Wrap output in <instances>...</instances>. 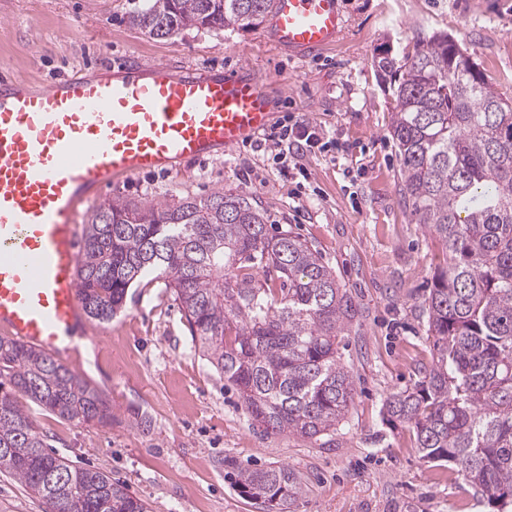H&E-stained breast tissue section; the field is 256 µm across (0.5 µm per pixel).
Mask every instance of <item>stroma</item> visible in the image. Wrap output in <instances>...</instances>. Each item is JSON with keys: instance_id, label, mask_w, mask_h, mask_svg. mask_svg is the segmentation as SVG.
<instances>
[{"instance_id": "stroma-1", "label": "stroma", "mask_w": 512, "mask_h": 512, "mask_svg": "<svg viewBox=\"0 0 512 512\" xmlns=\"http://www.w3.org/2000/svg\"><path fill=\"white\" fill-rule=\"evenodd\" d=\"M140 2L0 0V77L43 87L76 69L118 77L141 63L247 67L276 82L275 112L335 136L336 158L306 157L311 189L299 194L266 154L240 145L112 182L80 206L78 224L110 200L164 204L221 189L250 197L268 224L306 239L350 296L355 316L338 353L355 394L333 444L266 433L195 348L173 290L145 277L123 313L86 320L68 361L108 396L111 425L61 423L31 407L53 451L111 472L153 512H257L226 473L228 456L300 473L308 490L290 512H488L454 470L421 459L412 430L382 419L385 397L432 362L422 305L438 243L400 201L393 101L373 59L402 57L417 35L444 31L512 101V0H342L344 35L315 54L275 48L263 24L153 39L128 20Z\"/></svg>"}]
</instances>
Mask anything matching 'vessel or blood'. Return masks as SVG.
Here are the masks:
<instances>
[{
    "instance_id": "obj_1",
    "label": "vessel or blood",
    "mask_w": 512,
    "mask_h": 512,
    "mask_svg": "<svg viewBox=\"0 0 512 512\" xmlns=\"http://www.w3.org/2000/svg\"><path fill=\"white\" fill-rule=\"evenodd\" d=\"M345 27L340 0H273L269 36L311 53ZM271 79L151 65L43 88L0 79V333L56 355L84 322L79 206L109 182L221 153L274 124Z\"/></svg>"
}]
</instances>
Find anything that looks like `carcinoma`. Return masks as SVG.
Instances as JSON below:
<instances>
[{"label":"carcinoma","instance_id":"obj_1","mask_svg":"<svg viewBox=\"0 0 512 512\" xmlns=\"http://www.w3.org/2000/svg\"><path fill=\"white\" fill-rule=\"evenodd\" d=\"M272 0H143L132 26L154 39L184 29H249ZM375 67L389 80L399 194L441 246L424 300L432 365L388 395L383 419L412 429L420 458L452 467L490 512H512V103L452 35L417 39ZM152 275L174 291L193 343L232 383L264 431L336 434L354 381L336 339L354 309L307 241L270 232L245 195L217 190L174 204L109 200L85 225L78 267L84 314L109 322ZM20 393L61 422L112 424L102 390L53 354L0 336V473L57 512H151L100 470L47 451ZM263 512H288L303 481L288 467L224 459Z\"/></svg>","mask_w":512,"mask_h":512}]
</instances>
